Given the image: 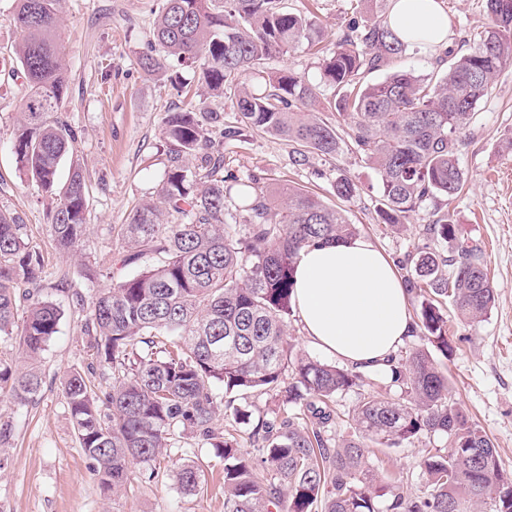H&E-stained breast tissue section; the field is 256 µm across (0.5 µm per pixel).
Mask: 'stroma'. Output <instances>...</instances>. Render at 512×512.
Instances as JSON below:
<instances>
[{"mask_svg": "<svg viewBox=\"0 0 512 512\" xmlns=\"http://www.w3.org/2000/svg\"><path fill=\"white\" fill-rule=\"evenodd\" d=\"M448 16V46L455 54L486 27L485 0H440ZM160 0H62L58 33L67 68L68 90L59 116L73 130V152L63 162L60 179L78 165L88 187V232L80 258L58 250L47 215L54 195L37 188L11 149L13 131L25 93L13 47L19 35L9 18L14 0H0V209L19 216L30 246L39 251L47 270L44 294L61 309L58 332L42 354L43 385L27 407L17 408L0 392V418L11 421L10 443L0 447V512H224V462L195 438H184L166 452L159 474L132 462L131 482L120 494L103 491L92 474V462L76 438L62 395L67 372L90 360L84 323L93 297L113 278L134 274L138 266L120 267L114 226L127 223L133 209L155 197L165 177L169 144L164 134L168 113L186 110L190 100L166 75L146 76L139 56L153 40ZM290 11L312 12L327 40L337 42L352 19H364L366 0H286ZM290 72L313 85V112L332 125L341 150L332 157L300 156L288 142L261 132L239 141L216 140L224 155L225 186L237 192L252 183L274 191L292 185L343 211L360 236L372 240L391 261L428 241L425 229L435 210H448L460 239L482 251L495 289V304L483 319L448 318L450 356L430 355L447 372L454 402L494 442L500 464L512 472V66L497 77L474 109L462 135L459 165L465 185L452 200L426 202L400 227L380 220L379 176L356 150L350 121L329 104L333 86L320 76V58L307 46L270 59L248 74L254 88L269 76ZM348 178L358 191L337 198L334 184ZM97 269V279L82 277V265ZM445 437H421L392 448L378 447L372 458L382 482L402 481L408 493L423 486L420 461L429 450L444 447ZM203 467L202 487L187 493L176 482L180 460Z\"/></svg>", "mask_w": 512, "mask_h": 512, "instance_id": "35a3bbf8", "label": "stroma"}]
</instances>
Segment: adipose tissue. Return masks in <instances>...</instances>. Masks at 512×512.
<instances>
[{
  "mask_svg": "<svg viewBox=\"0 0 512 512\" xmlns=\"http://www.w3.org/2000/svg\"><path fill=\"white\" fill-rule=\"evenodd\" d=\"M390 22L411 45H447L448 17L438 0H394ZM293 305L313 344L366 373L387 371L412 331L406 289L364 237L305 247L296 265Z\"/></svg>",
  "mask_w": 512,
  "mask_h": 512,
  "instance_id": "1",
  "label": "adipose tissue"
}]
</instances>
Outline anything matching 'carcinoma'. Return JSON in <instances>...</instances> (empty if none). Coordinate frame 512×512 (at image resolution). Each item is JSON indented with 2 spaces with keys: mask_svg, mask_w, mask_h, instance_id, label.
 <instances>
[{
  "mask_svg": "<svg viewBox=\"0 0 512 512\" xmlns=\"http://www.w3.org/2000/svg\"><path fill=\"white\" fill-rule=\"evenodd\" d=\"M60 2L17 0L10 17L26 86L13 150L37 186L57 197L49 223L57 247L69 252L84 238L88 203L80 169L58 180L75 140L53 117L68 89L57 35ZM486 8L491 23L471 50L438 59L446 69L433 74L393 68L410 45L387 14L319 49L321 79L338 90L334 108L349 117L358 152L379 176L385 224H402L426 200H449L463 187L461 133L496 77L512 66V0H486ZM154 38L160 49L140 55V69L154 75L174 63L198 67L214 97L239 87L240 125L224 127V113L202 100L168 113L171 147L159 201L138 206L119 239L121 265L146 256L156 263L92 300L89 369L112 385L100 397L74 369L62 393L103 490L125 489L131 462L159 466L172 441L192 435L224 460V512H512V475L501 469L491 439L451 401L448 377L427 349L392 358L385 378L402 394L393 400L370 376L303 357L288 342L299 252L352 238L355 225L295 187L281 189L283 203L248 184L237 201L224 190V156L213 152L217 130L225 139L251 131L279 137L303 157L339 152L336 129L300 111L314 92L299 77L279 73L260 92L243 81L270 58L304 42L321 44L314 18L289 11L284 0H163ZM381 70V81L365 82ZM237 211L246 212L245 223H234ZM426 233L455 246L445 252L426 245L408 255L404 286L418 306L413 336L446 354L452 345L443 305L480 320L491 311L494 288L477 249L458 240L450 213ZM45 277L44 258L24 239L23 225L0 210V342L15 340L22 352L19 364L0 365V389L9 386L19 407L41 390L38 362L60 320V307L43 296ZM355 386L367 387L352 416L362 439L338 441L328 433L332 403ZM262 395L275 397L278 408L254 423L252 398ZM221 415L249 427L259 460L217 427ZM428 435H443L448 445L421 461L426 489L392 491L380 508L369 443L391 447ZM176 479L195 492L201 467L187 460Z\"/></svg>",
  "mask_w": 512,
  "mask_h": 512,
  "instance_id": "1",
  "label": "carcinoma"
}]
</instances>
